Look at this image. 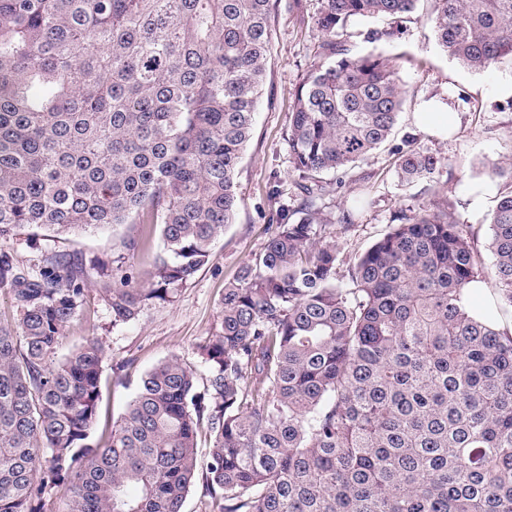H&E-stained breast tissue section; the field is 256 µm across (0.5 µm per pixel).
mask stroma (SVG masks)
I'll use <instances>...</instances> for the list:
<instances>
[{"instance_id": "stroma-1", "label": "stroma", "mask_w": 512, "mask_h": 512, "mask_svg": "<svg viewBox=\"0 0 512 512\" xmlns=\"http://www.w3.org/2000/svg\"><path fill=\"white\" fill-rule=\"evenodd\" d=\"M305 3L302 15L293 9L292 0L270 2L271 55L256 124L236 177V218L214 243L208 263L179 287L171 302L147 305L137 320L116 327L104 293L106 285L129 274L142 285L151 284L154 258L162 248L159 225L118 224L83 233L72 242L27 228L4 243L26 272L38 273L45 255L67 250L77 252L90 274L83 304L65 328L60 350L68 352L88 338L98 340L105 350L102 402L91 443L107 440L113 419L131 400L142 373L164 358L178 355L198 376L207 375L198 347L220 328L224 286L263 249L281 204L298 192L286 130L295 90L314 64L319 44L310 19L319 0ZM433 9L434 0H419L401 22L356 20L341 35L356 51L396 58L409 94L388 143L358 164L345 187L325 201L335 222L327 227L324 240L339 254L340 278H348L355 255L390 230L396 213L415 211L432 197L428 182L404 186L397 179L393 148L409 137L417 147L444 159L440 181L456 217L469 226L478 248L489 242L488 219L505 182L490 177L486 163L512 157V95L500 90L512 81V73L472 72L448 57L436 41ZM372 31L377 34L373 40L368 37ZM442 101L449 103L454 125L445 139L416 122L417 113ZM347 209L354 218L344 224L340 218ZM146 233L152 237L149 247L127 250L129 240Z\"/></svg>"}]
</instances>
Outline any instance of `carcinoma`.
I'll return each mask as SVG.
<instances>
[{
  "mask_svg": "<svg viewBox=\"0 0 512 512\" xmlns=\"http://www.w3.org/2000/svg\"><path fill=\"white\" fill-rule=\"evenodd\" d=\"M270 0H0V242L32 225L72 235L158 224L155 286L106 289L112 325L171 300L233 223L269 52ZM418 0H320L318 60L288 125L301 197L224 286L205 377L172 355L140 378L108 442L103 346L56 358L86 272L38 274L0 249V512H512V185L483 255L442 190L339 279L318 201L385 144L408 90L398 66L336 40ZM441 49L485 71L512 58V0H435ZM401 182L438 183L440 156L397 150ZM339 173L333 182L325 173ZM495 281L493 301L469 285ZM210 459L198 469V437Z\"/></svg>",
  "mask_w": 512,
  "mask_h": 512,
  "instance_id": "carcinoma-1",
  "label": "carcinoma"
}]
</instances>
